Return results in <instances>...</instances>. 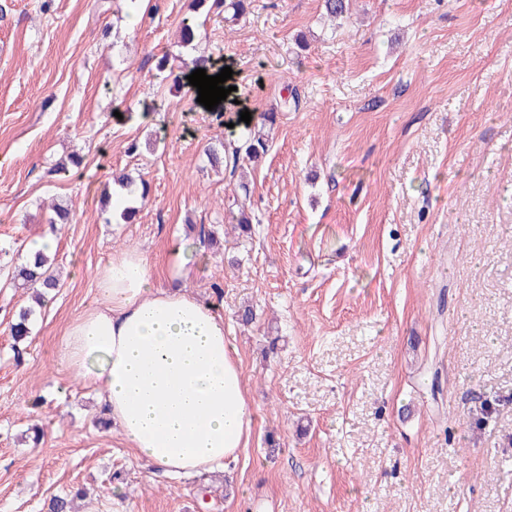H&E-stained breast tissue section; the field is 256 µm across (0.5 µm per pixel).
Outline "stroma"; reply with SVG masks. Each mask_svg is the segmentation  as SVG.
<instances>
[{"instance_id":"stroma-1","label":"stroma","mask_w":512,"mask_h":512,"mask_svg":"<svg viewBox=\"0 0 512 512\" xmlns=\"http://www.w3.org/2000/svg\"><path fill=\"white\" fill-rule=\"evenodd\" d=\"M159 4L133 27L125 0H0V247L21 255L51 204L73 206L62 286L20 345L28 298L0 274V512L69 489L79 512H512V0H352L340 26L323 0H250L211 12L191 51L189 0ZM165 53L231 67L224 126L187 69L161 77ZM273 107L261 163L212 170L206 147ZM122 171L150 187L133 224L103 204ZM176 248L175 284L223 315L252 407L221 472L137 457L56 359L98 268L135 249L163 283Z\"/></svg>"}]
</instances>
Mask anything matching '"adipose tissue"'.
Masks as SVG:
<instances>
[{"mask_svg":"<svg viewBox=\"0 0 512 512\" xmlns=\"http://www.w3.org/2000/svg\"><path fill=\"white\" fill-rule=\"evenodd\" d=\"M103 304L68 326L58 361L104 391L110 425L157 469L192 475L246 447L252 413L242 369L212 304L153 281L136 250L96 274Z\"/></svg>","mask_w":512,"mask_h":512,"instance_id":"1","label":"adipose tissue"}]
</instances>
